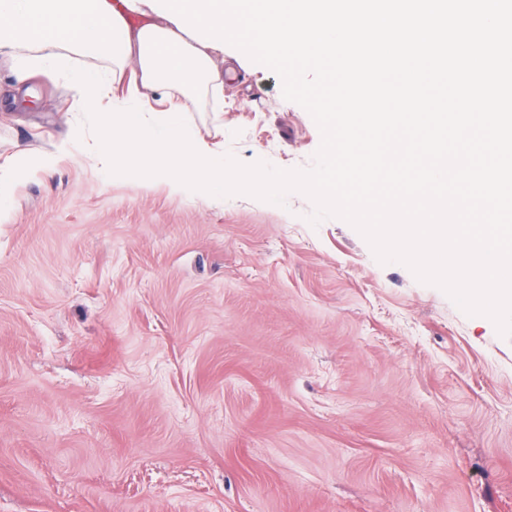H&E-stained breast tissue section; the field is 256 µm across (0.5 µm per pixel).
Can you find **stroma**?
I'll use <instances>...</instances> for the list:
<instances>
[{
    "instance_id": "1",
    "label": "stroma",
    "mask_w": 512,
    "mask_h": 512,
    "mask_svg": "<svg viewBox=\"0 0 512 512\" xmlns=\"http://www.w3.org/2000/svg\"><path fill=\"white\" fill-rule=\"evenodd\" d=\"M196 133L307 169L280 78L211 50ZM71 89L0 58V512H512V337L349 223L104 179ZM54 157L52 169L35 168Z\"/></svg>"
}]
</instances>
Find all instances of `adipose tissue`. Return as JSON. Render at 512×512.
Instances as JSON below:
<instances>
[{
  "label": "adipose tissue",
  "mask_w": 512,
  "mask_h": 512,
  "mask_svg": "<svg viewBox=\"0 0 512 512\" xmlns=\"http://www.w3.org/2000/svg\"><path fill=\"white\" fill-rule=\"evenodd\" d=\"M128 12L112 0H0V57L17 82L39 72L65 81L91 120L74 129L68 145L95 161L103 177L126 175L173 193L204 195L259 183L262 172L225 165L197 137L183 104L200 94L212 111L224 109L222 74L204 45L151 22L145 0L136 12L146 25L130 28ZM74 56L81 67L71 66ZM132 60L140 79L116 95L113 87ZM156 94L164 108L150 107Z\"/></svg>",
  "instance_id": "ef3b65f1"
}]
</instances>
